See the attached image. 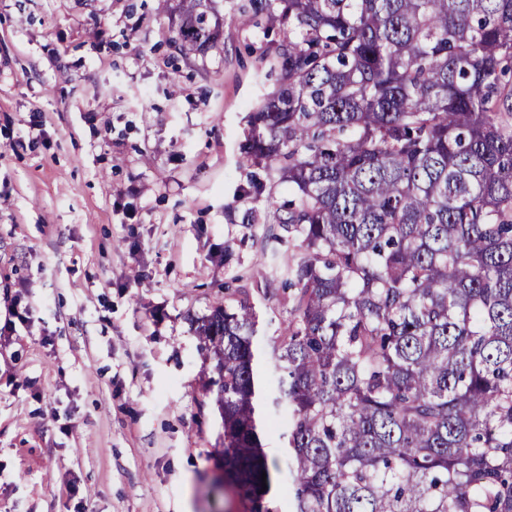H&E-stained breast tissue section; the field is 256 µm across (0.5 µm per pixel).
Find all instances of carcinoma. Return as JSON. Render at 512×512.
<instances>
[{"label":"carcinoma","instance_id":"cac0c4a2","mask_svg":"<svg viewBox=\"0 0 512 512\" xmlns=\"http://www.w3.org/2000/svg\"><path fill=\"white\" fill-rule=\"evenodd\" d=\"M259 2L283 38L241 192L272 205L264 257L299 241L271 346L293 512H512V0ZM171 42L224 22L178 0ZM197 333L224 485L273 512L249 291Z\"/></svg>","mask_w":512,"mask_h":512}]
</instances>
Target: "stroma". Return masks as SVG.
<instances>
[{
    "label": "stroma",
    "mask_w": 512,
    "mask_h": 512,
    "mask_svg": "<svg viewBox=\"0 0 512 512\" xmlns=\"http://www.w3.org/2000/svg\"><path fill=\"white\" fill-rule=\"evenodd\" d=\"M241 2L184 57L177 0H0V512L239 506L191 321L228 281L268 283L262 344L290 317L238 197L280 32Z\"/></svg>",
    "instance_id": "obj_1"
}]
</instances>
